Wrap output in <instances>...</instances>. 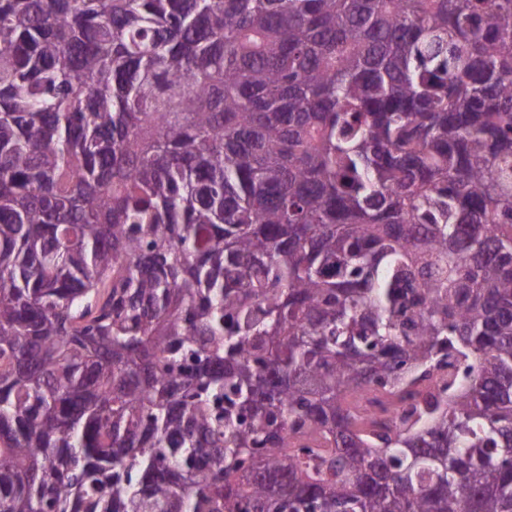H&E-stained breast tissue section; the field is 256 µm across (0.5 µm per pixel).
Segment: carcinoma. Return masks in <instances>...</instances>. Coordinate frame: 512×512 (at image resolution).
<instances>
[{
  "label": "carcinoma",
  "instance_id": "obj_1",
  "mask_svg": "<svg viewBox=\"0 0 512 512\" xmlns=\"http://www.w3.org/2000/svg\"><path fill=\"white\" fill-rule=\"evenodd\" d=\"M0 512H512V0H0Z\"/></svg>",
  "mask_w": 512,
  "mask_h": 512
}]
</instances>
